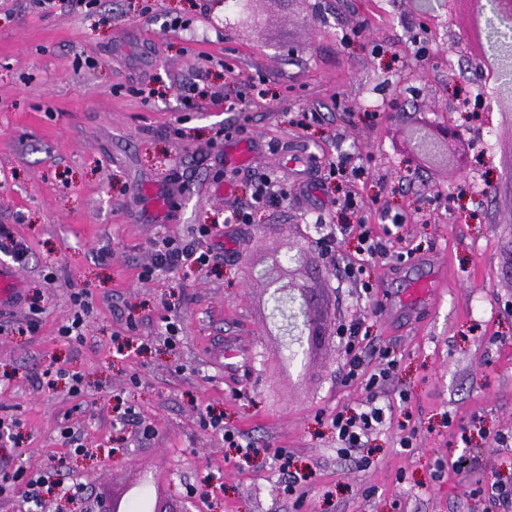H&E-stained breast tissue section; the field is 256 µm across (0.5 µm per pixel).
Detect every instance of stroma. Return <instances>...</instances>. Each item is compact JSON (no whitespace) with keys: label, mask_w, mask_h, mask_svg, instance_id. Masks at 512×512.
<instances>
[{"label":"stroma","mask_w":512,"mask_h":512,"mask_svg":"<svg viewBox=\"0 0 512 512\" xmlns=\"http://www.w3.org/2000/svg\"><path fill=\"white\" fill-rule=\"evenodd\" d=\"M489 6L254 0L241 25L224 0L48 11L0 0V225L27 245L23 292L42 309L24 334L27 306L0 312V418L17 423L0 468L47 477L38 512L75 483L86 497L138 493L175 512H209L213 496L221 512H512L482 492L490 477L512 482V443L497 441L512 433V95L474 42ZM369 96L380 107L365 108ZM443 125L461 129L458 152L417 158L411 131ZM240 141L257 154L226 165L225 144ZM301 149L306 192L286 167ZM341 152L365 169L354 185L330 176ZM263 175L280 196L257 208ZM473 175L486 180L482 197L469 192ZM148 186L166 192V212L150 210ZM349 189L358 211L343 207ZM237 208L250 223H226ZM317 215L365 225L385 252L347 277L357 236H322ZM203 224L217 254L208 268H153L156 239L188 241ZM292 246L321 272L310 285L332 334L320 348L284 334L278 292L261 277ZM407 254L444 271L447 286L437 304L393 317L378 300L404 292ZM79 289L93 308L77 341L60 329ZM354 322L366 359L346 382L338 329ZM228 336L254 343L230 376ZM375 348L396 367L372 391ZM49 368L66 372L51 387ZM372 401L387 407L386 425L341 453L332 417ZM126 408L135 419L124 424ZM208 411L254 443L250 461L203 427ZM66 428L85 453L71 452ZM406 435L412 447H401ZM281 454L311 473L291 495Z\"/></svg>","instance_id":"stroma-1"}]
</instances>
